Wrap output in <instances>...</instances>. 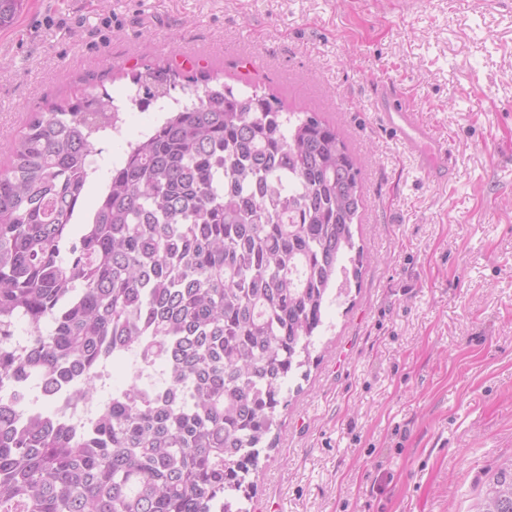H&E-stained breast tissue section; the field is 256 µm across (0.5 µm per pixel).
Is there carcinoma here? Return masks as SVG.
<instances>
[{
  "label": "carcinoma",
  "mask_w": 512,
  "mask_h": 512,
  "mask_svg": "<svg viewBox=\"0 0 512 512\" xmlns=\"http://www.w3.org/2000/svg\"><path fill=\"white\" fill-rule=\"evenodd\" d=\"M25 0H0V28ZM142 109L76 236L106 93L29 114L0 147V512H247L284 387L333 290L359 280L358 170L336 129L204 68L130 74ZM131 380L97 397L109 367ZM481 512H512V462Z\"/></svg>",
  "instance_id": "1"
}]
</instances>
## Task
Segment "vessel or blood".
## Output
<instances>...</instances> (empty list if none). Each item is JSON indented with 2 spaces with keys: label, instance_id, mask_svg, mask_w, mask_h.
Returning <instances> with one entry per match:
<instances>
[{
  "label": "vessel or blood",
  "instance_id": "b4317fda",
  "mask_svg": "<svg viewBox=\"0 0 512 512\" xmlns=\"http://www.w3.org/2000/svg\"><path fill=\"white\" fill-rule=\"evenodd\" d=\"M377 117L414 153L427 176L447 170L450 156L446 147L420 118L408 97L390 85H382L377 93Z\"/></svg>",
  "mask_w": 512,
  "mask_h": 512
}]
</instances>
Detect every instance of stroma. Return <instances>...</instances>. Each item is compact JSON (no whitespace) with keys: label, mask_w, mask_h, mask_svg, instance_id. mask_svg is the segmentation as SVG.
<instances>
[{"label":"stroma","mask_w":512,"mask_h":512,"mask_svg":"<svg viewBox=\"0 0 512 512\" xmlns=\"http://www.w3.org/2000/svg\"><path fill=\"white\" fill-rule=\"evenodd\" d=\"M186 47L334 126L364 199L361 282L327 311L250 512H479L512 459V0H26L0 28V144L104 90L119 162L157 119L129 72ZM249 55L266 62L250 76ZM386 80L445 138V181L377 123Z\"/></svg>","instance_id":"1"}]
</instances>
